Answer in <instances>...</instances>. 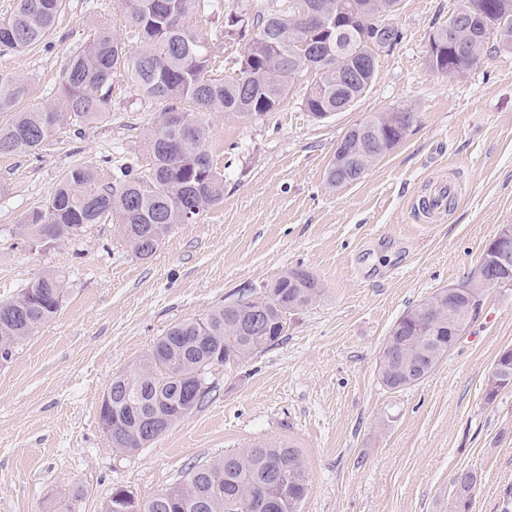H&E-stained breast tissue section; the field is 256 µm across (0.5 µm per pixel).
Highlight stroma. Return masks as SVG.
<instances>
[{
	"instance_id": "1",
	"label": "stroma",
	"mask_w": 512,
	"mask_h": 512,
	"mask_svg": "<svg viewBox=\"0 0 512 512\" xmlns=\"http://www.w3.org/2000/svg\"><path fill=\"white\" fill-rule=\"evenodd\" d=\"M244 2L224 0L196 20L217 74L238 68L242 45L217 35ZM64 3L43 42L0 54V76L29 84L20 108L53 101L91 20L123 23L119 0ZM455 7L403 0L392 18L403 40L378 57L374 83L349 111L313 120L302 105L307 73L260 119L203 113L224 200L177 225L147 259L111 223L37 249L16 234L69 168L92 164L112 182L125 166H145L144 134L165 105L123 73L102 121L61 129L40 153L0 157V302L48 270L65 285L56 317L0 361V512H104L116 488L141 506L193 465L274 441L299 448L308 468L302 512H449L461 470L479 479L469 512H512V388L485 399L490 368L512 346V288L486 290L478 319L425 380L399 392L377 380L394 322L466 279L512 224V51L461 76L433 70L429 38ZM401 106L417 114L404 140L358 181L328 188L346 130ZM450 177L460 194L427 222L421 198ZM297 267L322 292L289 316L279 345L211 368L202 405L147 447L113 448L99 408L115 375L133 371L172 324Z\"/></svg>"
}]
</instances>
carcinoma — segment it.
<instances>
[{"mask_svg":"<svg viewBox=\"0 0 512 512\" xmlns=\"http://www.w3.org/2000/svg\"><path fill=\"white\" fill-rule=\"evenodd\" d=\"M367 6V29L384 31L392 46L403 32L389 17L396 10L372 5L370 0H346ZM493 21L483 34L480 21L474 37L450 50L444 64L459 62L468 70L478 68L489 51L512 49V11L500 0H480ZM336 0H270L254 13H231L224 21V37L245 42L238 70L233 76L213 73L212 47L201 36L192 18L211 0H121L123 20L142 43L136 54L126 51L119 31L109 21L96 20L88 39L71 52L63 70L56 102L20 110L29 94L28 84L0 78V112H9L0 123V156L36 154L62 128L98 121L107 111L112 74L121 70L142 97L168 103L177 112L176 125L157 124L146 134L144 169L127 170L115 183H99L97 168L79 164L69 168L46 204L27 213L18 227L22 241L38 247L61 238H76L93 224L118 219V232L132 252L147 259L154 251L142 247L154 237H164L175 225L194 220L201 212L224 200V174L214 166L204 146L203 112L251 120L274 112L295 86L296 77L314 74L312 84L323 86L317 95L307 91V112H334L336 105L355 101L375 80L371 46L349 39L342 46L344 72L353 80L336 78V33L332 25L307 28L301 14L309 7L324 13ZM63 9V0H14L7 19L0 22V51L20 52L42 42ZM311 50L296 53L295 42ZM387 113H372L351 126L341 139L352 163L343 172L327 167L326 184L341 188L359 180L394 148ZM316 277L301 268L282 274L269 288L248 293L218 306L201 318L171 325L138 364L130 388L124 375L112 379L117 392L112 407L100 417L114 424L112 447L134 453L149 444L141 422L161 419L162 432L184 420L185 406L195 410L208 394L207 369L229 361H243L278 344L288 316L320 295ZM63 281L54 272L39 275L12 300L0 303V360L12 358L15 349L60 309ZM482 295L463 290L448 311V290L442 289L405 312L391 327L379 358L378 380L392 391H402L423 381L448 354V317L467 327L474 320L471 302L481 306ZM199 384L195 395L184 394ZM512 384V348H504L486 381V401H494ZM478 482L473 472L461 471L452 480L454 512H468ZM311 490L310 477L299 449L291 444L268 442L230 452L191 467L185 479L157 494L143 512H301ZM123 492L112 491L105 512H137L133 498L118 501Z\"/></svg>","mask_w":512,"mask_h":512,"instance_id":"1","label":"carcinoma"}]
</instances>
